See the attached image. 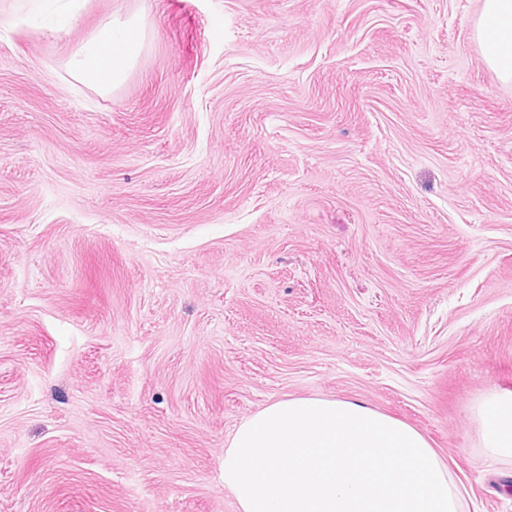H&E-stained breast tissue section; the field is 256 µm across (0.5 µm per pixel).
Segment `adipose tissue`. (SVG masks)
<instances>
[{"instance_id":"1","label":"adipose tissue","mask_w":512,"mask_h":512,"mask_svg":"<svg viewBox=\"0 0 512 512\" xmlns=\"http://www.w3.org/2000/svg\"><path fill=\"white\" fill-rule=\"evenodd\" d=\"M136 23L104 17L69 60L81 81L101 91L121 85L138 62L131 45ZM476 37L482 58L500 78L512 81V0H481ZM483 447L490 457L512 458V399L489 397L480 407Z\"/></svg>"}]
</instances>
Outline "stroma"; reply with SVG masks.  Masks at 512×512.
Here are the masks:
<instances>
[{"mask_svg":"<svg viewBox=\"0 0 512 512\" xmlns=\"http://www.w3.org/2000/svg\"><path fill=\"white\" fill-rule=\"evenodd\" d=\"M0 0V512H239L286 397L428 438L478 512L512 459V82L480 0ZM144 33L102 92L68 62ZM135 28L134 20L104 17L70 58V69L86 85L100 91L115 89L138 62L139 50L131 45V32ZM105 55L108 61L103 65ZM483 448L496 459L512 458V399L489 397L479 409Z\"/></svg>","mask_w":512,"mask_h":512,"instance_id":"1","label":"stroma"}]
</instances>
